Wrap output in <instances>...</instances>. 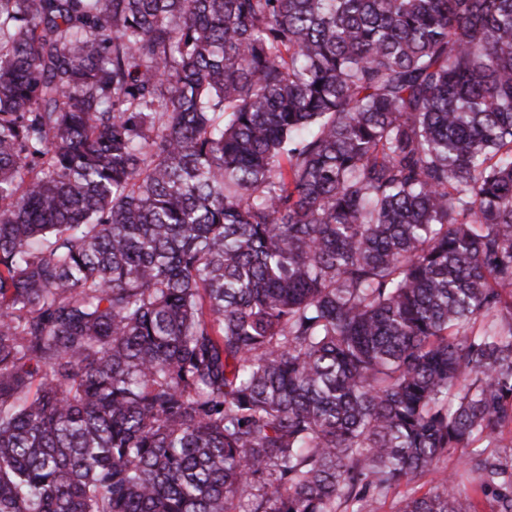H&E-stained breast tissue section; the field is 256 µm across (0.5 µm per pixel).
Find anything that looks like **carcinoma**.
Returning a JSON list of instances; mask_svg holds the SVG:
<instances>
[{"instance_id": "1", "label": "carcinoma", "mask_w": 512, "mask_h": 512, "mask_svg": "<svg viewBox=\"0 0 512 512\" xmlns=\"http://www.w3.org/2000/svg\"><path fill=\"white\" fill-rule=\"evenodd\" d=\"M401 486L512 512V0H0V512Z\"/></svg>"}]
</instances>
